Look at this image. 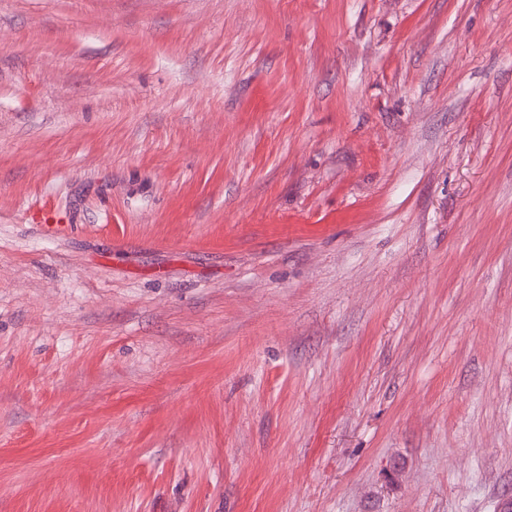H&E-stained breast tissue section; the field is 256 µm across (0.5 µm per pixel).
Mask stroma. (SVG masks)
Listing matches in <instances>:
<instances>
[{"label": "stroma", "instance_id": "obj_1", "mask_svg": "<svg viewBox=\"0 0 512 512\" xmlns=\"http://www.w3.org/2000/svg\"><path fill=\"white\" fill-rule=\"evenodd\" d=\"M512 0H0V512H498Z\"/></svg>", "mask_w": 512, "mask_h": 512}]
</instances>
